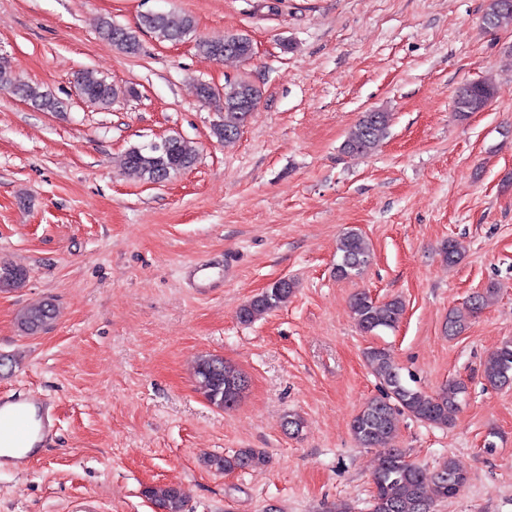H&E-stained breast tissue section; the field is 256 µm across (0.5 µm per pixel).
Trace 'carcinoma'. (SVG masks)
<instances>
[{
  "mask_svg": "<svg viewBox=\"0 0 512 512\" xmlns=\"http://www.w3.org/2000/svg\"><path fill=\"white\" fill-rule=\"evenodd\" d=\"M501 0H488L484 16L485 26L490 30L512 26V0L508 6H500ZM145 30L161 41L184 40L195 32V20L186 13L167 11L162 14H144L140 17L138 30ZM101 33L119 50L135 54L140 49L137 30L117 26L105 20ZM198 54L209 61L226 58L246 60L252 57L248 35L231 33L219 40L199 38L195 41ZM75 87L80 89L86 102L108 106L119 96L111 83L97 77L90 71L75 75ZM8 87L23 101L42 112H60L64 109L61 100L41 90L37 85L16 80L10 60L0 56V89ZM494 86L485 81L473 82L458 90L453 100L455 116L464 120L468 114L485 107L494 97ZM202 99L215 102L224 110V121L214 128V135L229 141L237 134L247 120L249 112L255 111L260 89L251 80L240 78L224 84L219 96L199 86ZM391 113L371 109L360 114L349 129L342 144V150L350 155L365 156L374 153L388 135ZM195 155L179 136H170L159 142L134 146L122 158L125 170L138 175L148 182L166 181L193 164ZM465 252L464 244L454 238L442 247L445 260L456 263ZM339 260L334 273L339 279L358 277L368 265L371 250L367 240L356 230L342 235L337 245ZM26 279V272L20 268L0 265V288H17ZM295 283L282 279L253 297L238 311L243 323H250L258 317L282 306L293 294ZM495 294L489 287L474 294L461 308L448 313L446 332L454 337L463 333L471 317L483 310ZM351 311L359 329L368 334L379 329H393L400 322L405 305L398 297L379 302L367 292L355 293L350 301ZM54 318L52 305L44 303L22 311L18 317L20 329L28 335L44 331ZM368 367L384 383V390L378 397L371 398L351 422V432L364 448H378L389 444L396 435V415L408 413L413 418L430 425L447 426L452 415L460 408V396L466 392L462 381L453 380L448 388L429 395L409 386L400 369L392 361L385 348L372 347L365 352ZM194 376L206 399L214 406L231 410L239 402L245 388V377L235 368L216 356H204L197 362ZM484 378L493 388L512 385V340H507L491 352L484 365ZM207 467L218 472L230 473L236 470L252 469L266 463V457L253 448H239L228 455H211L204 459ZM466 481L465 472L455 460H444L429 478L423 470L407 460L400 448H391L379 456L373 472L375 492L369 502L368 512H434L437 503L453 497ZM144 495L161 512H183L185 492L179 486H148Z\"/></svg>",
  "mask_w": 512,
  "mask_h": 512,
  "instance_id": "obj_1",
  "label": "carcinoma"
}]
</instances>
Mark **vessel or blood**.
<instances>
[{"mask_svg":"<svg viewBox=\"0 0 512 512\" xmlns=\"http://www.w3.org/2000/svg\"><path fill=\"white\" fill-rule=\"evenodd\" d=\"M190 275L200 288H212L224 281V263L213 257L192 263ZM57 431L56 417L48 400L38 393L0 397V439L16 448L49 445Z\"/></svg>","mask_w":512,"mask_h":512,"instance_id":"obj_1","label":"vessel or blood"}]
</instances>
